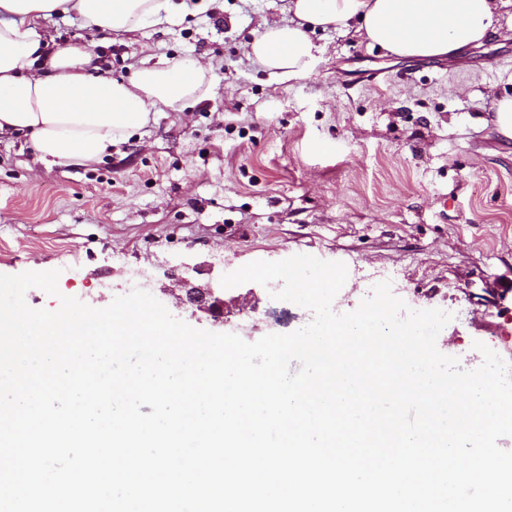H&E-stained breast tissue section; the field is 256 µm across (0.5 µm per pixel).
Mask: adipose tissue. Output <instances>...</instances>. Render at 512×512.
<instances>
[{
    "label": "adipose tissue",
    "mask_w": 512,
    "mask_h": 512,
    "mask_svg": "<svg viewBox=\"0 0 512 512\" xmlns=\"http://www.w3.org/2000/svg\"><path fill=\"white\" fill-rule=\"evenodd\" d=\"M511 2L291 0V19L263 23L248 53L274 76L299 77L315 59V31L334 28L401 58L452 64L497 33L499 9ZM69 14L91 32L131 38L176 11L171 0H0V135L28 136L41 161L94 165L147 126L156 108L206 93L207 68L195 60H164L112 79L88 44L60 46L40 33L43 21Z\"/></svg>",
    "instance_id": "adipose-tissue-1"
}]
</instances>
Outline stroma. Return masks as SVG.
I'll return each instance as SVG.
<instances>
[{
    "mask_svg": "<svg viewBox=\"0 0 512 512\" xmlns=\"http://www.w3.org/2000/svg\"><path fill=\"white\" fill-rule=\"evenodd\" d=\"M175 2V24L133 44L73 15L43 22L57 44L92 45L112 79L143 59H197L209 91L155 110L89 168L40 162L26 136L1 137L0 274L59 271V295L95 308L139 288L208 330L191 291L308 254L347 266L334 311L387 280L410 308L452 313L437 347L462 369L482 363L478 341L512 363V138L491 120L512 96V32L451 71L320 30L309 74L286 80L247 44L263 22L288 20L289 0ZM224 296V332L248 342L313 318L254 282Z\"/></svg>",
    "mask_w": 512,
    "mask_h": 512,
    "instance_id": "obj_1",
    "label": "stroma"
}]
</instances>
